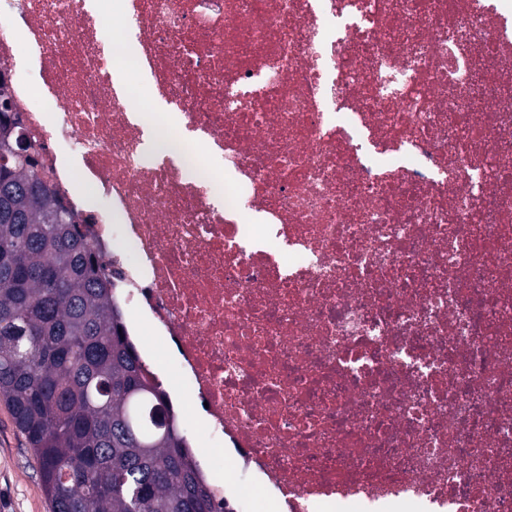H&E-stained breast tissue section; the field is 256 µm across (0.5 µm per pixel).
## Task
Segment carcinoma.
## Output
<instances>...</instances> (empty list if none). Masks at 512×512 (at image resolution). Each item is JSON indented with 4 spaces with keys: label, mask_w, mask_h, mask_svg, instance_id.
<instances>
[{
    "label": "carcinoma",
    "mask_w": 512,
    "mask_h": 512,
    "mask_svg": "<svg viewBox=\"0 0 512 512\" xmlns=\"http://www.w3.org/2000/svg\"><path fill=\"white\" fill-rule=\"evenodd\" d=\"M0 85V398L53 512H213L77 216L21 158Z\"/></svg>",
    "instance_id": "obj_1"
}]
</instances>
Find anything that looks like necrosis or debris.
Masks as SVG:
<instances>
[{
    "label": "necrosis or debris",
    "instance_id": "4bbe7bcc",
    "mask_svg": "<svg viewBox=\"0 0 512 512\" xmlns=\"http://www.w3.org/2000/svg\"><path fill=\"white\" fill-rule=\"evenodd\" d=\"M0 81L215 512H512V0H0ZM164 387L169 390L170 387L177 388L176 393L186 398L187 402L191 405V410L186 415L181 418V427L184 433L187 436L191 435L192 429L195 430L200 427L201 424V416L199 415L198 408L194 405V397L183 387L176 385L174 383H170L165 377L160 376Z\"/></svg>",
    "mask_w": 512,
    "mask_h": 512
}]
</instances>
